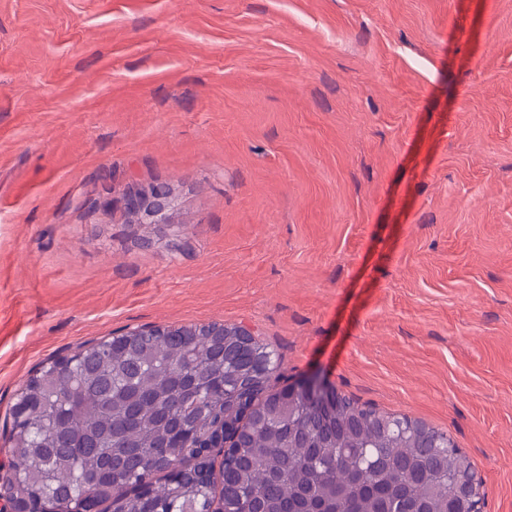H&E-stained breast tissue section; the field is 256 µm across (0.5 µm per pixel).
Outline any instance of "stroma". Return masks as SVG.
<instances>
[{
    "mask_svg": "<svg viewBox=\"0 0 512 512\" xmlns=\"http://www.w3.org/2000/svg\"><path fill=\"white\" fill-rule=\"evenodd\" d=\"M211 322L512 512V0H0V463L43 361ZM171 205L170 194L162 186H151L128 199L127 207L139 223L164 224Z\"/></svg>",
    "mask_w": 512,
    "mask_h": 512,
    "instance_id": "obj_1",
    "label": "stroma"
}]
</instances>
